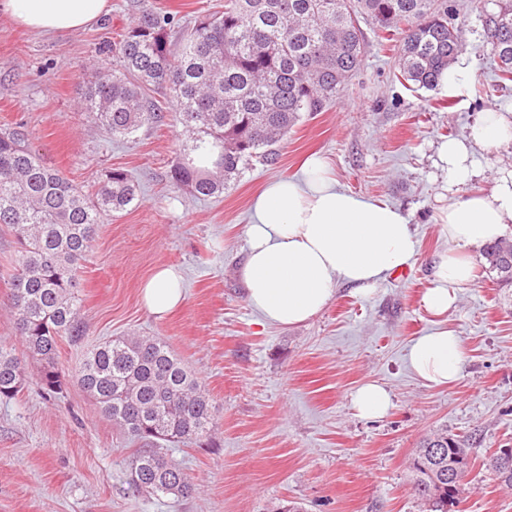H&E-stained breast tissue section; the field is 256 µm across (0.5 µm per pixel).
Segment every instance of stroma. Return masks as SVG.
<instances>
[{"label":"stroma","instance_id":"obj_1","mask_svg":"<svg viewBox=\"0 0 512 512\" xmlns=\"http://www.w3.org/2000/svg\"><path fill=\"white\" fill-rule=\"evenodd\" d=\"M463 24L473 78L462 94L400 81L395 42L365 25L368 51L335 102L303 113L269 165L246 168L224 193L194 196L170 170L191 144L164 90L154 98L165 122L128 139L103 133L80 105L96 47L113 42L142 4L171 16L173 30L221 10L223 0H110L108 14L76 32L40 35L0 17V126L25 123L42 161L93 187L115 168L130 174L137 200L104 217L79 276L84 334L62 341L60 390L46 393L42 367L28 362L24 386L0 399V512H269L295 501L305 512H419L411 463L433 433L467 438L475 453L465 476L464 512H512V489L485 466L512 448V284L472 255L475 276L458 287L447 317L420 305L449 249L439 216L452 196L436 147L463 138L481 112L512 111V82L495 87L498 62L485 26L500 0H447ZM326 159L339 188L388 201L407 216L418 251L404 275L363 293L342 283L310 321L263 322L248 304L239 269L256 194L270 180L296 177L310 154ZM489 190L512 166V143L478 146ZM18 244L0 226V342L14 349L8 304ZM177 266L186 300L165 316L140 300L161 265ZM457 332L463 368L453 384H424L411 371V342L437 325ZM113 336L166 342L212 400L217 425L197 443L165 452L196 484L188 498L134 491L127 440L78 384L92 345ZM367 382L392 397L389 412L365 419L352 397Z\"/></svg>","mask_w":512,"mask_h":512}]
</instances>
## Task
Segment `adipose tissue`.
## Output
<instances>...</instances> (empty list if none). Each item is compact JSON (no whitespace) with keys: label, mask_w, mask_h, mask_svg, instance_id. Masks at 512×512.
Segmentation results:
<instances>
[{"label":"adipose tissue","mask_w":512,"mask_h":512,"mask_svg":"<svg viewBox=\"0 0 512 512\" xmlns=\"http://www.w3.org/2000/svg\"><path fill=\"white\" fill-rule=\"evenodd\" d=\"M109 6L110 0H0V14L50 35L85 28ZM510 142L512 114L481 112L466 138L448 139L437 148L449 187L478 178L471 161L475 146ZM440 222L451 248L437 262L433 285L421 298L434 317L447 315L456 303V287L470 282V250L499 239L512 222V169L500 172L490 191L455 198ZM416 250L412 226L398 208L337 188L328 165L313 157L300 179L272 180L254 198L241 279L248 303L266 322L292 326L317 315L339 282L371 290L385 274L409 266ZM140 293L151 313L172 312L185 300L180 270L157 267ZM409 362L426 384H451L462 372L461 339L454 330L434 329L413 341Z\"/></svg>","instance_id":"obj_1"}]
</instances>
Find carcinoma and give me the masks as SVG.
<instances>
[{
  "mask_svg": "<svg viewBox=\"0 0 512 512\" xmlns=\"http://www.w3.org/2000/svg\"><path fill=\"white\" fill-rule=\"evenodd\" d=\"M387 36L399 33V75L432 89L463 52V27L437 0H224L206 17L169 40L170 17L149 8L117 33L120 68L101 66L85 83L84 111L113 136H130L165 116L150 92L164 89L177 104L176 120L195 134L171 179L201 196L219 194L255 162L276 160L275 146L304 112H318L362 65L368 42L361 23ZM502 81H512V4L486 18ZM137 188L114 169L85 190L46 166L27 143L22 123L0 129V224L20 245L12 280L11 315L24 354L0 344V398L22 389L26 360L42 365L41 383L61 386L59 341L83 335L75 293L101 218L125 210ZM500 281L512 283V240L484 250ZM77 380L102 413L133 441L149 444L131 456V485L153 496L185 498L195 485L156 444L207 435L215 410L196 377L161 340L119 337L95 345ZM427 439L412 463L423 512H452L448 463L470 465V448L448 438L434 462ZM512 487V462L489 463Z\"/></svg>",
  "mask_w": 512,
  "mask_h": 512,
  "instance_id": "1",
  "label": "carcinoma"
}]
</instances>
